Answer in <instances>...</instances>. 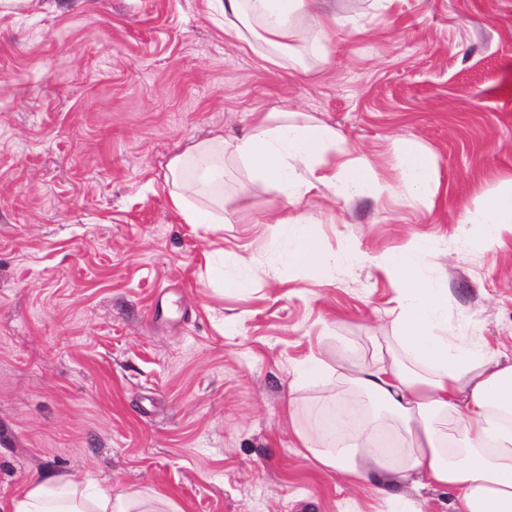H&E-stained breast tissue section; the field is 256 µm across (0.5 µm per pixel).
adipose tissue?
<instances>
[{"mask_svg":"<svg viewBox=\"0 0 512 512\" xmlns=\"http://www.w3.org/2000/svg\"><path fill=\"white\" fill-rule=\"evenodd\" d=\"M209 16L267 68L306 67L325 58L337 25L356 24L329 0H206ZM399 176L375 169L343 145L333 126L314 117L272 109L254 113L248 132L216 135L175 154L168 163V204L187 224L224 221V161L250 173L251 189L286 206L277 223L287 231L280 261L305 277L335 267L338 257L318 238L317 219L302 204L331 191L352 200L395 191L411 204L432 209L441 187L435 158L409 139L395 142ZM206 198L203 212L198 198ZM482 227L486 250L512 232V187L482 196L462 218ZM429 236L418 234L372 264L396 278L399 312L386 348L350 375L373 413L362 417L335 406L331 425L297 430L305 458L337 470L350 484L373 483V512H424L416 493L425 488L451 495L452 512H512V360L449 335L448 291L426 278L422 260L435 258ZM0 512H146L136 494L112 497L81 477L45 472L19 493L0 498Z\"/></svg>","mask_w":512,"mask_h":512,"instance_id":"1","label":"adipose tissue"}]
</instances>
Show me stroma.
<instances>
[{
	"mask_svg": "<svg viewBox=\"0 0 512 512\" xmlns=\"http://www.w3.org/2000/svg\"><path fill=\"white\" fill-rule=\"evenodd\" d=\"M340 12L364 32L337 28L305 73L240 50L206 0L0 5V497L58 470L183 512H370L372 486L316 471L295 435L331 397L367 400L293 369L350 347L370 359L398 286L369 259L418 232L437 242L422 272L448 290L449 333L512 356V236L490 252L462 221L512 178V0ZM273 108L323 120L388 173L394 142L417 140L440 171L433 209L318 199L324 245L355 239L369 259L314 280L270 262L288 246L279 206L246 193L233 160L224 223H183L171 156Z\"/></svg>",
	"mask_w": 512,
	"mask_h": 512,
	"instance_id": "obj_1",
	"label": "stroma"
}]
</instances>
